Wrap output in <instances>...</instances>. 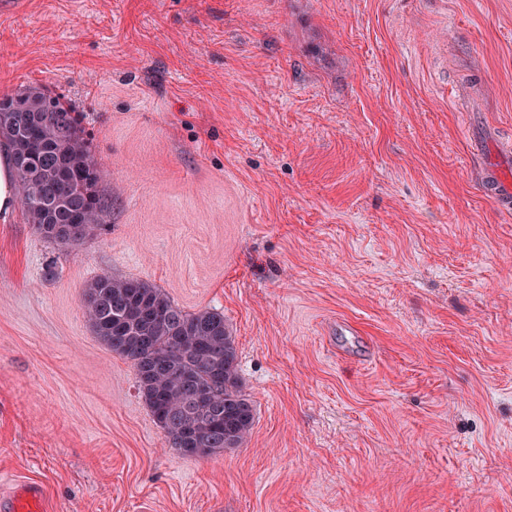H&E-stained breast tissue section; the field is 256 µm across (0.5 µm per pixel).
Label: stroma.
Returning <instances> with one entry per match:
<instances>
[{
    "label": "stroma",
    "instance_id": "obj_1",
    "mask_svg": "<svg viewBox=\"0 0 512 512\" xmlns=\"http://www.w3.org/2000/svg\"><path fill=\"white\" fill-rule=\"evenodd\" d=\"M61 97L107 203L0 223V492L48 512H512V0H0V97ZM222 312L243 447L170 448L82 307ZM481 180L484 191L503 211H512V171L496 164L483 162ZM42 490L35 485L22 484L20 488L0 499L4 512H35L39 510Z\"/></svg>",
    "mask_w": 512,
    "mask_h": 512
}]
</instances>
